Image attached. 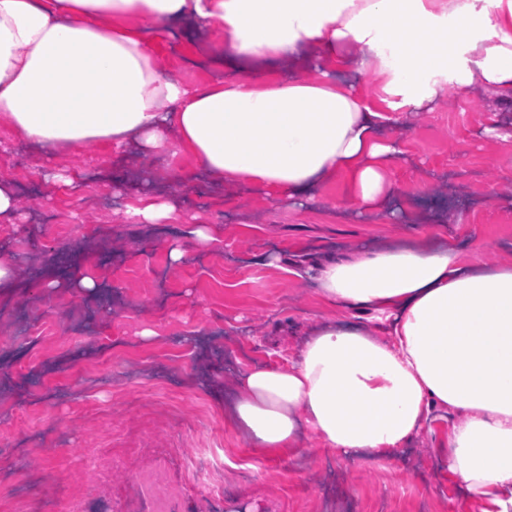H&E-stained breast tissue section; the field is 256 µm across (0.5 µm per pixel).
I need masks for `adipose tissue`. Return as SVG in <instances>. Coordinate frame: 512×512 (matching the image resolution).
<instances>
[{"instance_id": "adipose-tissue-1", "label": "adipose tissue", "mask_w": 512, "mask_h": 512, "mask_svg": "<svg viewBox=\"0 0 512 512\" xmlns=\"http://www.w3.org/2000/svg\"><path fill=\"white\" fill-rule=\"evenodd\" d=\"M180 18L222 34L231 72L199 86L162 68L150 37ZM299 58L314 77L258 71ZM451 89L512 104V0L479 15L472 0H0V120L21 142L133 140L283 205L387 216L405 157L387 110L429 112ZM335 181L343 197L324 194ZM267 261L377 325L319 321L288 366L240 372L229 424L256 448L312 435L352 461L394 458L450 413L449 473L480 512H512V261L470 266L427 234Z\"/></svg>"}]
</instances>
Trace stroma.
<instances>
[{
    "label": "stroma",
    "mask_w": 512,
    "mask_h": 512,
    "mask_svg": "<svg viewBox=\"0 0 512 512\" xmlns=\"http://www.w3.org/2000/svg\"><path fill=\"white\" fill-rule=\"evenodd\" d=\"M203 27L167 24L155 44L166 70L223 73ZM485 126L498 138L481 136ZM407 141L395 179L402 223L292 211L221 184L178 156L159 169L135 149L85 147L47 156L0 123V174L22 187L27 222H0V240L56 280L0 288V512H474L442 457L451 415H437L393 459L350 462L307 437L298 460L252 447L224 417L240 370L283 366L311 322L331 312L314 288L265 264L273 251L376 247L433 228L467 263L512 260V122L487 93H448L430 112L390 115ZM55 167L76 188L43 180ZM426 191H413L416 182ZM151 182L172 197L204 193L177 223H137L126 210ZM57 210L60 221L42 223ZM218 221L224 236L180 264L182 225ZM96 276L87 294L75 278Z\"/></svg>",
    "instance_id": "obj_1"
}]
</instances>
